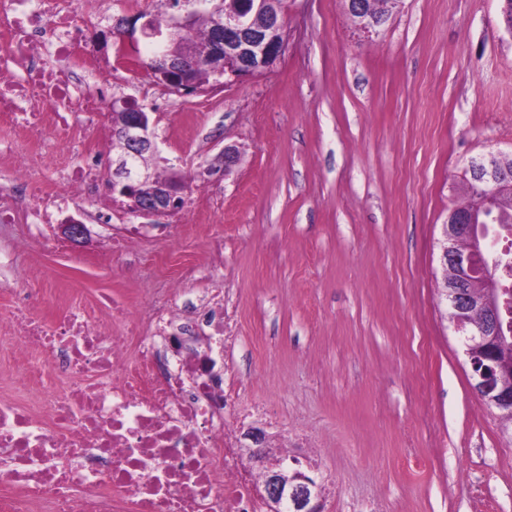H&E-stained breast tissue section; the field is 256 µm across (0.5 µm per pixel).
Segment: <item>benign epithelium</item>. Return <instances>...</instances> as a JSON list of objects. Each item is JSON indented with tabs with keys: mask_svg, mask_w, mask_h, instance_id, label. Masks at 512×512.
<instances>
[{
	"mask_svg": "<svg viewBox=\"0 0 512 512\" xmlns=\"http://www.w3.org/2000/svg\"><path fill=\"white\" fill-rule=\"evenodd\" d=\"M264 0H236L224 17L217 20L214 33L216 50L209 67L227 72L224 84L254 76L279 59L282 49L268 37V30L253 25ZM349 14L359 30L370 36L381 22L363 15L362 0H346ZM113 135L125 145V154L112 162L111 193L123 194L127 209L143 216H163L173 211L177 198L187 191L188 180L176 175V181L154 184L150 195L139 192L151 182V175L139 160L156 153L157 145L148 114L131 117L112 116ZM469 173L477 184L476 201L464 211L451 208L448 223L442 225L440 262L452 267L455 277L447 283L446 299L455 332L463 336V352L473 373V390L501 422L503 434L512 437V388L504 377L512 374V361L498 355V309L501 295V259L490 254L478 232L480 224H497L512 191V171L501 169L496 156L473 159ZM60 237L71 245L84 247L91 241V231L80 221L68 220L58 225ZM296 476L283 469L267 471L265 491L269 502L281 505L283 512H311L316 505L308 488L295 484Z\"/></svg>",
	"mask_w": 512,
	"mask_h": 512,
	"instance_id": "7a95c632",
	"label": "benign epithelium"
}]
</instances>
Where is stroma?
Wrapping results in <instances>:
<instances>
[{
    "instance_id": "35a3bbf8",
    "label": "stroma",
    "mask_w": 512,
    "mask_h": 512,
    "mask_svg": "<svg viewBox=\"0 0 512 512\" xmlns=\"http://www.w3.org/2000/svg\"><path fill=\"white\" fill-rule=\"evenodd\" d=\"M502 0H398L364 37L345 0H284L273 70L182 96L133 67L106 94L146 96L151 170L189 180L179 213L142 225L99 198L56 224H0V313L12 290L58 309L190 285L240 301L236 377L281 427L317 429L321 512H512V440L473 392L437 296L439 241L464 171L512 154V35ZM238 157L224 163L225 146ZM142 237L114 249L130 226ZM69 219L75 218L66 216L60 221L62 223L66 222L64 224H58L60 237L76 247H84L89 244L91 241V231L87 225L80 221H76L77 219Z\"/></svg>"
}]
</instances>
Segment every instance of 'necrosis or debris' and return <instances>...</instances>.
<instances>
[{
	"mask_svg": "<svg viewBox=\"0 0 512 512\" xmlns=\"http://www.w3.org/2000/svg\"><path fill=\"white\" fill-rule=\"evenodd\" d=\"M80 3L0 0V124L37 141L44 158L0 146L12 170L0 224L40 223L44 185L65 186L70 202L100 193L107 154L94 130L108 102L97 79L110 36ZM76 113L87 131L82 162L49 163ZM14 298L8 333L28 351L18 380L51 396L43 420L0 398V512H268L265 463L241 451L253 419H266L280 461L316 442L310 423L282 431L265 403L229 381L235 339L220 326L237 316L233 298L198 317L167 297L142 311L107 297L109 332L82 302L49 323L32 315L38 292L20 287Z\"/></svg>",
	"mask_w": 512,
	"mask_h": 512,
	"instance_id": "1",
	"label": "necrosis or debris"
}]
</instances>
